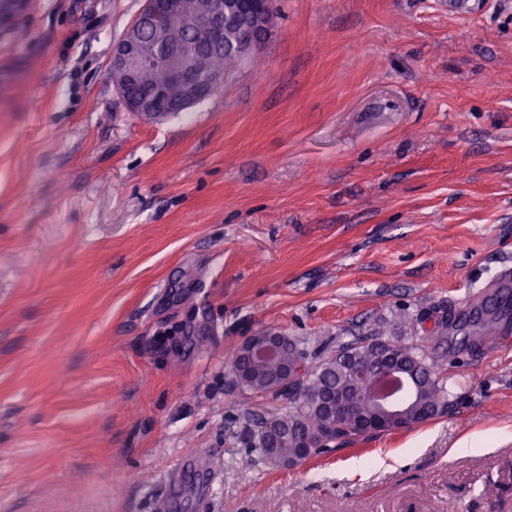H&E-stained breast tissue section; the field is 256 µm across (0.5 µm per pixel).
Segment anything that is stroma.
Returning <instances> with one entry per match:
<instances>
[{
	"label": "stroma",
	"mask_w": 512,
	"mask_h": 512,
	"mask_svg": "<svg viewBox=\"0 0 512 512\" xmlns=\"http://www.w3.org/2000/svg\"><path fill=\"white\" fill-rule=\"evenodd\" d=\"M145 0L0 24V512H512V326L448 368L454 407L278 469L257 331L310 360L419 343L512 269V0H276L254 59L183 112L128 111L113 41Z\"/></svg>",
	"instance_id": "35a3bbf8"
}]
</instances>
